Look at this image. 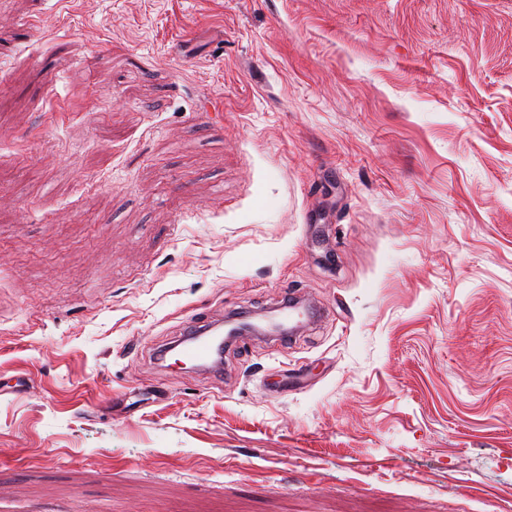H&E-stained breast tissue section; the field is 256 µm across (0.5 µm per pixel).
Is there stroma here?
Here are the masks:
<instances>
[{
    "instance_id": "obj_1",
    "label": "stroma",
    "mask_w": 512,
    "mask_h": 512,
    "mask_svg": "<svg viewBox=\"0 0 512 512\" xmlns=\"http://www.w3.org/2000/svg\"><path fill=\"white\" fill-rule=\"evenodd\" d=\"M0 43V512H512V0H0ZM293 296L222 378L155 358Z\"/></svg>"
}]
</instances>
